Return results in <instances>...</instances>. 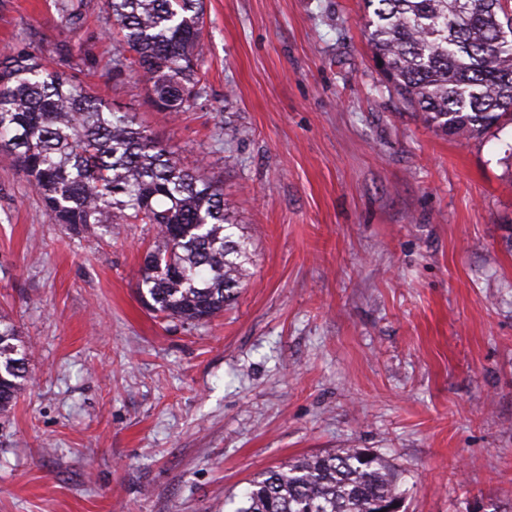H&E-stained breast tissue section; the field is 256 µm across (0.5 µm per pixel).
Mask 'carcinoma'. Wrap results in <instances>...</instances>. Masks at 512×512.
I'll list each match as a JSON object with an SVG mask.
<instances>
[{
  "label": "carcinoma",
  "instance_id": "1",
  "mask_svg": "<svg viewBox=\"0 0 512 512\" xmlns=\"http://www.w3.org/2000/svg\"><path fill=\"white\" fill-rule=\"evenodd\" d=\"M367 36L394 89L448 137L512 124V0H365ZM71 30L84 0H58ZM118 26L112 71H133L162 110L188 111L200 91L203 0H103ZM0 147L15 158L48 218L73 232L151 224L138 283L161 319L205 323L248 277L224 188L200 161L157 142L128 112L23 49L0 61ZM19 333L0 314V414L27 375ZM401 499L394 466L362 448L297 458L249 481L235 512H380Z\"/></svg>",
  "mask_w": 512,
  "mask_h": 512
}]
</instances>
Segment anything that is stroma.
I'll list each match as a JSON object with an SVG mask.
<instances>
[{
  "label": "stroma",
  "instance_id": "35a3bbf8",
  "mask_svg": "<svg viewBox=\"0 0 512 512\" xmlns=\"http://www.w3.org/2000/svg\"><path fill=\"white\" fill-rule=\"evenodd\" d=\"M85 3L74 33L56 0H0V58L39 49L201 157L252 262L223 313L159 320L153 226L70 232L0 151V311L31 349L0 512H234L257 473L340 448L396 466L401 512L512 503V126L422 124L363 0H206L203 90L174 122L113 76Z\"/></svg>",
  "mask_w": 512,
  "mask_h": 512
}]
</instances>
